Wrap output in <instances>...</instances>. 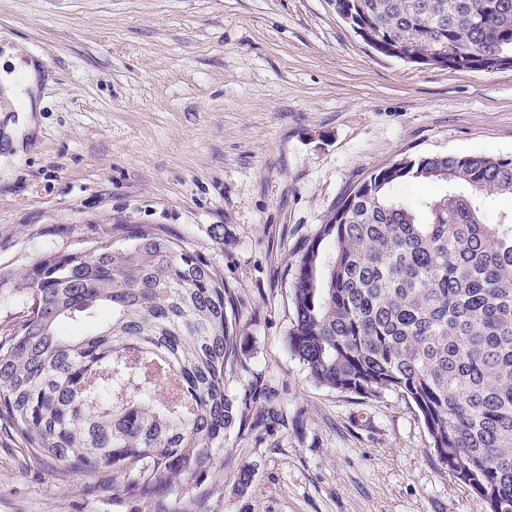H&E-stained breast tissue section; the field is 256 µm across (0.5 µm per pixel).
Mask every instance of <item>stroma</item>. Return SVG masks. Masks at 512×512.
Here are the masks:
<instances>
[{
  "instance_id": "35a3bbf8",
  "label": "stroma",
  "mask_w": 512,
  "mask_h": 512,
  "mask_svg": "<svg viewBox=\"0 0 512 512\" xmlns=\"http://www.w3.org/2000/svg\"><path fill=\"white\" fill-rule=\"evenodd\" d=\"M8 48L38 64L40 109L0 96V336L28 313L36 258L128 224L183 239L235 299L224 464L143 512H485L407 398L316 384L287 336L301 251L358 181L407 157L512 155V68L383 56L331 0H0ZM0 512L133 508L111 472L0 431Z\"/></svg>"
}]
</instances>
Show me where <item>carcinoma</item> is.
Wrapping results in <instances>:
<instances>
[{
    "label": "carcinoma",
    "mask_w": 512,
    "mask_h": 512,
    "mask_svg": "<svg viewBox=\"0 0 512 512\" xmlns=\"http://www.w3.org/2000/svg\"><path fill=\"white\" fill-rule=\"evenodd\" d=\"M364 34L457 71L512 67V0H339ZM444 191L421 206L402 183ZM512 156L403 158L319 225L292 285L291 352L317 384L393 392L486 512H512ZM28 314L0 338V423L32 454L112 470L134 501L222 465L238 357L224 277L187 243L139 226L75 258L36 259Z\"/></svg>",
    "instance_id": "obj_1"
}]
</instances>
